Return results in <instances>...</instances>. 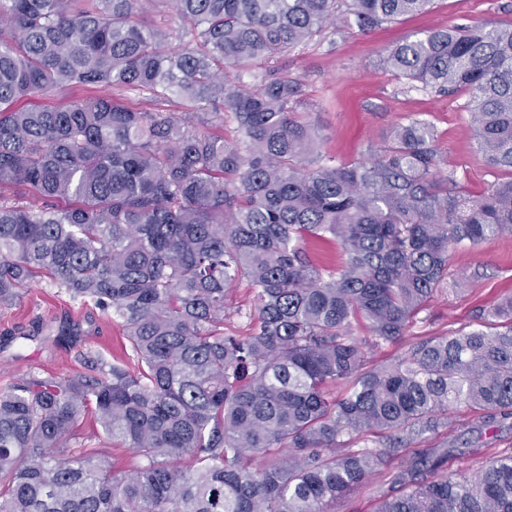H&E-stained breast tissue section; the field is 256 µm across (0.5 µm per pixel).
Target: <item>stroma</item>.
<instances>
[{
    "label": "stroma",
    "instance_id": "stroma-1",
    "mask_svg": "<svg viewBox=\"0 0 512 512\" xmlns=\"http://www.w3.org/2000/svg\"><path fill=\"white\" fill-rule=\"evenodd\" d=\"M512 24V0H434L428 11L410 14L367 33L328 29L280 54L270 67L296 79V112L323 136L321 153L337 164L368 161L389 131L423 117L433 125L442 171L454 172L473 193L505 179L476 150L469 94L437 96L407 89L381 63L386 50L416 33L450 25ZM512 294V233L456 249L448 282L414 317L403 338L367 351L369 365L388 364L421 339L446 336L476 324L501 298ZM120 323L94 303L72 298L49 279L20 289L12 305L0 306V390L31 376L62 377L80 371L100 376L102 365L128 359ZM478 410L461 408L438 433L414 437L409 452L448 440L462 448L449 460L453 473L474 474L503 448H512V419L495 431L477 430Z\"/></svg>",
    "mask_w": 512,
    "mask_h": 512
}]
</instances>
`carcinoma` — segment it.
Returning <instances> with one entry per match:
<instances>
[{
  "label": "carcinoma",
  "instance_id": "carcinoma-1",
  "mask_svg": "<svg viewBox=\"0 0 512 512\" xmlns=\"http://www.w3.org/2000/svg\"><path fill=\"white\" fill-rule=\"evenodd\" d=\"M142 2L0 0V306L47 277L110 312L137 362L0 391V512H336L458 407L486 430L511 418V295L487 312L500 325L386 366H366L353 323L399 340L457 245L512 233V25L432 29L383 58L415 89L468 91L478 149L508 173L473 196L439 170L426 120L394 127L374 160L328 165L295 116L300 83L246 81L331 26L367 32L431 0H159L182 22L169 52ZM79 87L101 94L14 106ZM228 117L237 141L207 129ZM20 186L41 203L4 197ZM312 238L339 242L343 264L314 263ZM242 279L250 322L230 335ZM87 415L140 459L132 473L84 448ZM366 433L383 447H354ZM461 454L420 449L377 512H512V448L472 476L439 472ZM112 95L123 105L136 110H148L158 107L168 109L171 112H181L183 110L177 102H164L163 105H157L150 100L148 95L125 92L120 89L112 90Z\"/></svg>",
  "mask_w": 512,
  "mask_h": 512
}]
</instances>
